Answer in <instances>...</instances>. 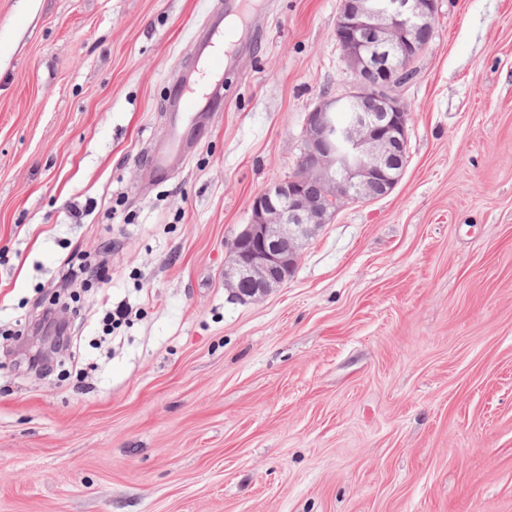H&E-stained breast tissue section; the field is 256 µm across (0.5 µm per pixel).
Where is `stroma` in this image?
I'll use <instances>...</instances> for the list:
<instances>
[{"label": "stroma", "instance_id": "1", "mask_svg": "<svg viewBox=\"0 0 512 512\" xmlns=\"http://www.w3.org/2000/svg\"><path fill=\"white\" fill-rule=\"evenodd\" d=\"M217 2L0 0V512H512V0H438L400 181L246 302L230 244L350 77L342 0H263L150 180L180 69L216 85ZM68 274L91 288L31 370ZM246 31H239L237 27H227L213 30L206 40L196 38V49L199 53L200 67L209 75L224 74V43L229 46L238 43ZM218 43L222 50L216 48Z\"/></svg>", "mask_w": 512, "mask_h": 512}]
</instances>
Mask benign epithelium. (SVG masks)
<instances>
[{
    "label": "benign epithelium",
    "instance_id": "1",
    "mask_svg": "<svg viewBox=\"0 0 512 512\" xmlns=\"http://www.w3.org/2000/svg\"><path fill=\"white\" fill-rule=\"evenodd\" d=\"M436 0H343L336 40L349 90L323 97L306 115L297 171L257 194L250 223L234 239L224 283L257 299L294 274L305 243L341 205L387 196L407 158L409 113L399 89L432 39ZM35 367L56 337L41 322Z\"/></svg>",
    "mask_w": 512,
    "mask_h": 512
}]
</instances>
